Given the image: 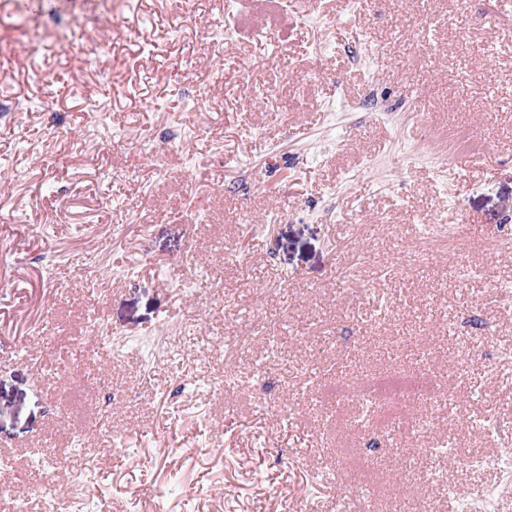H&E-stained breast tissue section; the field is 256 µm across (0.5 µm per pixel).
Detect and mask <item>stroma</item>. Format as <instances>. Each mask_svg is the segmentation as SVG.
Returning <instances> with one entry per match:
<instances>
[{
    "label": "stroma",
    "mask_w": 512,
    "mask_h": 512,
    "mask_svg": "<svg viewBox=\"0 0 512 512\" xmlns=\"http://www.w3.org/2000/svg\"><path fill=\"white\" fill-rule=\"evenodd\" d=\"M98 11L0 0V453L25 472L0 512H44L35 448L63 458L53 497L89 475L96 512H455L432 473L493 483L429 448L512 442V0ZM164 326L155 395L100 409L96 379L137 387ZM361 380L380 403L357 429L334 392ZM375 428L393 444L365 447ZM56 38L63 47H68L70 50L77 49L81 54L89 58H95L101 54L104 49V43L100 39L87 36L84 43H78L75 46H71V38L68 34H57Z\"/></svg>",
    "instance_id": "1"
}]
</instances>
